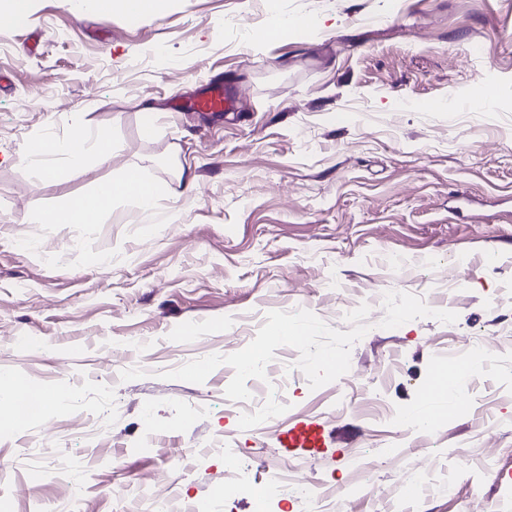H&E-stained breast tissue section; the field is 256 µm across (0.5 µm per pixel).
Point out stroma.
Segmentation results:
<instances>
[{"label": "stroma", "instance_id": "obj_1", "mask_svg": "<svg viewBox=\"0 0 512 512\" xmlns=\"http://www.w3.org/2000/svg\"><path fill=\"white\" fill-rule=\"evenodd\" d=\"M275 17L306 24L269 40ZM509 32L512 0H165L137 17L30 0L0 22V370L54 403L0 433L7 512H58L63 484L80 490L69 512H151L162 491L251 512L246 494L211 499L228 457L255 482L327 480L320 509L269 512H512ZM212 83L233 110L172 111ZM484 86L494 100L466 109ZM77 129L106 132L111 157L37 179L28 145ZM131 165L163 189L153 210L37 223ZM285 322L360 382L290 372L275 419L245 424L242 395L279 380L244 378L236 358L298 362L271 336ZM480 336L497 344L465 408L436 434L404 429L441 356ZM310 423L324 444H289ZM354 449L374 494L355 490Z\"/></svg>", "mask_w": 512, "mask_h": 512}]
</instances>
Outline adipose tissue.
Segmentation results:
<instances>
[{"mask_svg": "<svg viewBox=\"0 0 512 512\" xmlns=\"http://www.w3.org/2000/svg\"><path fill=\"white\" fill-rule=\"evenodd\" d=\"M85 139V133L78 131L49 146L36 140L30 144L27 157L34 161L49 153L59 155L66 159L71 169L82 171L89 166L90 154L84 148ZM129 178V172L125 171L115 178L94 182L87 192L38 214L36 221L40 224H97L114 204L127 199L135 201L141 209H152L162 193L161 188L151 182L146 189L134 191L128 187Z\"/></svg>", "mask_w": 512, "mask_h": 512, "instance_id": "obj_1", "label": "adipose tissue"}]
</instances>
